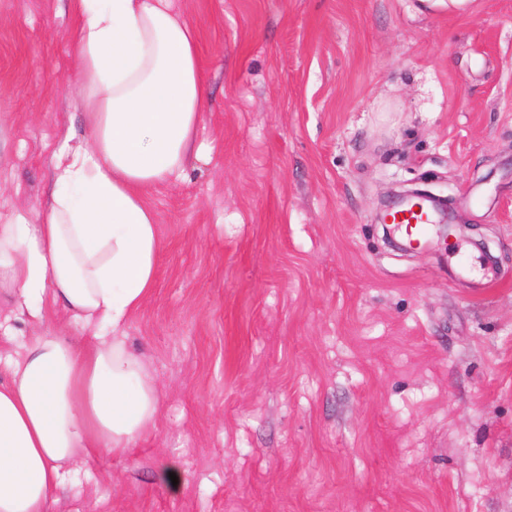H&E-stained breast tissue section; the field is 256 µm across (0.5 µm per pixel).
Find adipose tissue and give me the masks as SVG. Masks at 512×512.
<instances>
[{"label": "adipose tissue", "instance_id": "ef3b65f1", "mask_svg": "<svg viewBox=\"0 0 512 512\" xmlns=\"http://www.w3.org/2000/svg\"><path fill=\"white\" fill-rule=\"evenodd\" d=\"M83 141L65 133L37 220L0 225V288L16 311L60 308L88 343L37 333L0 383V512H49L67 464L123 454L156 430L159 393L123 328L151 294L160 231L147 196L198 153L196 31L177 0H73Z\"/></svg>", "mask_w": 512, "mask_h": 512}]
</instances>
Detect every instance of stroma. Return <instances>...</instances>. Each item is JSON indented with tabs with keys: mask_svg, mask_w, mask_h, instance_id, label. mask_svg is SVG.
<instances>
[{
	"mask_svg": "<svg viewBox=\"0 0 512 512\" xmlns=\"http://www.w3.org/2000/svg\"><path fill=\"white\" fill-rule=\"evenodd\" d=\"M179 6L201 152L151 194L158 275L126 326L157 429L78 461L51 512H512V0ZM73 25L69 0H0V224L86 135ZM411 187L471 237L392 247L376 216ZM14 327L1 381L33 333L89 336Z\"/></svg>",
	"mask_w": 512,
	"mask_h": 512,
	"instance_id": "stroma-1",
	"label": "stroma"
}]
</instances>
